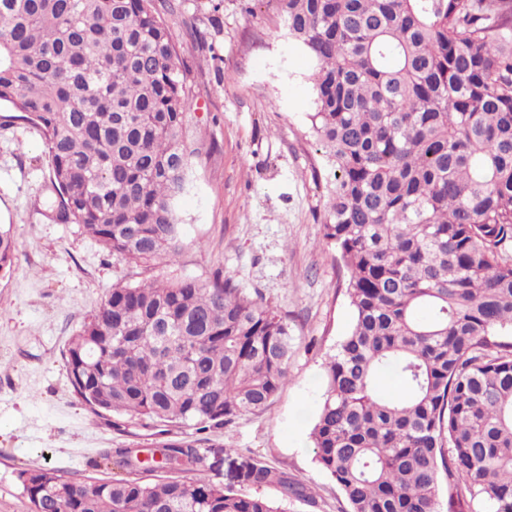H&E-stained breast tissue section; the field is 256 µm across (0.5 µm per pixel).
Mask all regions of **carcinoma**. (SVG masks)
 Wrapping results in <instances>:
<instances>
[{
	"instance_id": "carcinoma-1",
	"label": "carcinoma",
	"mask_w": 512,
	"mask_h": 512,
	"mask_svg": "<svg viewBox=\"0 0 512 512\" xmlns=\"http://www.w3.org/2000/svg\"><path fill=\"white\" fill-rule=\"evenodd\" d=\"M317 61L310 133L330 165L324 240L354 311L311 431L348 512H512V0H277ZM38 128L56 218L120 262L175 261L193 100L152 0H0V107ZM19 248L0 224V275ZM288 315L222 271L112 284L64 353L103 419L200 433L289 381ZM402 387L390 397L377 375ZM23 469L33 512H287L308 486L259 458L214 484L193 440ZM447 500H438L441 483ZM275 487L281 498L261 493Z\"/></svg>"
}]
</instances>
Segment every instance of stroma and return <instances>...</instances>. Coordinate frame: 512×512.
<instances>
[{
  "label": "stroma",
  "instance_id": "1",
  "mask_svg": "<svg viewBox=\"0 0 512 512\" xmlns=\"http://www.w3.org/2000/svg\"><path fill=\"white\" fill-rule=\"evenodd\" d=\"M170 29L194 106L183 131L191 157L176 203L183 249L171 264L116 261L80 225L45 204L48 156L40 131L0 109V224L20 257L0 276V512H32L21 469L48 466L83 481L120 476L100 464L115 448H150L136 422L114 427L75 396L63 353L112 284L158 276L204 280L215 269L287 312L296 351L290 380L263 412L199 436L212 482L234 481L258 456L306 484L314 500L288 512H344L335 481L314 460L309 432L321 374L354 312L346 271L323 240L324 151L308 132L315 61L288 35L275 0H154Z\"/></svg>",
  "mask_w": 512,
  "mask_h": 512
}]
</instances>
